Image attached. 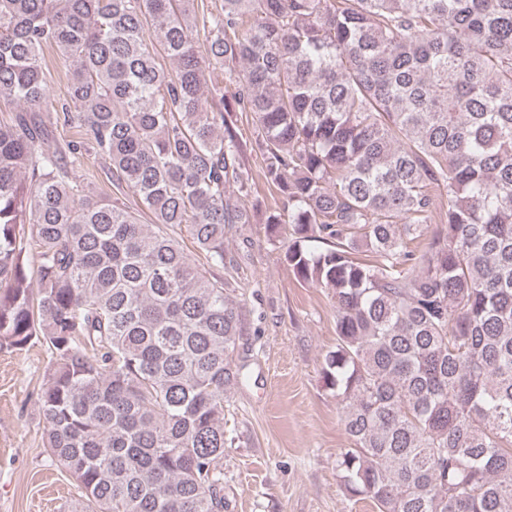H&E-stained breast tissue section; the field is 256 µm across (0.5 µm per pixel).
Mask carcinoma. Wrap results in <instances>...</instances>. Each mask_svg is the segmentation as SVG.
<instances>
[{
    "label": "carcinoma",
    "mask_w": 512,
    "mask_h": 512,
    "mask_svg": "<svg viewBox=\"0 0 512 512\" xmlns=\"http://www.w3.org/2000/svg\"><path fill=\"white\" fill-rule=\"evenodd\" d=\"M45 47L71 61L65 150ZM0 98L22 106L0 122V350H49L43 447L89 512L226 508L250 326L172 230L222 266L252 223L245 116L283 199L264 223L336 303L346 491L512 512V0H224L201 47L195 0H0ZM88 146L152 223L78 181Z\"/></svg>",
    "instance_id": "obj_1"
}]
</instances>
